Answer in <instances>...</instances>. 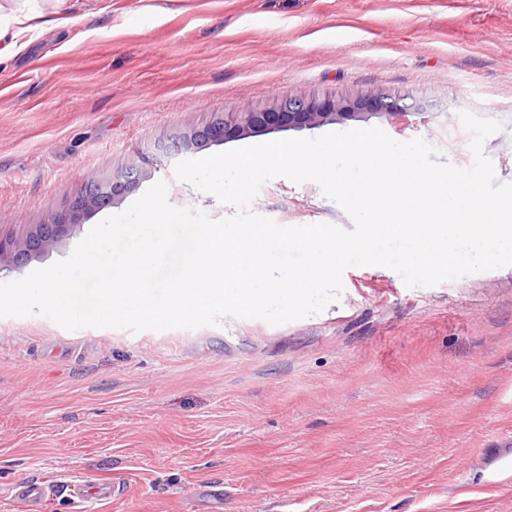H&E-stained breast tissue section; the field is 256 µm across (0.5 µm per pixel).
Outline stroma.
Masks as SVG:
<instances>
[{
    "instance_id": "35a3bbf8",
    "label": "stroma",
    "mask_w": 512,
    "mask_h": 512,
    "mask_svg": "<svg viewBox=\"0 0 512 512\" xmlns=\"http://www.w3.org/2000/svg\"><path fill=\"white\" fill-rule=\"evenodd\" d=\"M407 97L303 138L378 127L469 167L466 110L512 183V0H0V233L64 210L89 173L143 166L215 113L297 90ZM154 160L129 192L22 279L157 182L178 208L232 207ZM252 212L281 226L353 222L314 182H266ZM321 313L281 325L68 330L0 317V512L45 482L43 512H75L73 483L117 480L85 512H512V266L406 287L347 267Z\"/></svg>"
}]
</instances>
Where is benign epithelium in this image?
Segmentation results:
<instances>
[{"instance_id": "benign-epithelium-1", "label": "benign epithelium", "mask_w": 512, "mask_h": 512, "mask_svg": "<svg viewBox=\"0 0 512 512\" xmlns=\"http://www.w3.org/2000/svg\"><path fill=\"white\" fill-rule=\"evenodd\" d=\"M409 106L400 103L380 90H374L356 100L316 96L305 92L286 96L275 104L249 112H228L211 122L191 128L181 137L182 147L198 150L214 143L250 134H269L277 131L317 128L329 121H343L364 115L405 112ZM139 179L138 172L130 171L124 182L88 179L84 192L70 207L51 216L45 224H36L22 235L0 234V269L6 265H23L31 258L55 244L80 217L100 210L128 185Z\"/></svg>"}]
</instances>
